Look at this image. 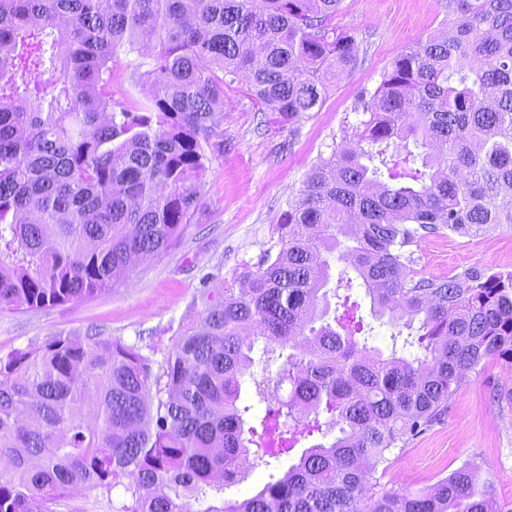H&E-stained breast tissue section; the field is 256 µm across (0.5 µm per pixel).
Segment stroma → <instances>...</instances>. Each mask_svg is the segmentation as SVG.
Here are the masks:
<instances>
[{"label": "stroma", "instance_id": "stroma-1", "mask_svg": "<svg viewBox=\"0 0 512 512\" xmlns=\"http://www.w3.org/2000/svg\"><path fill=\"white\" fill-rule=\"evenodd\" d=\"M448 0H342L336 26L358 35V65L329 90L319 110L288 122L257 104L239 81L224 90L223 145L205 176L191 223L161 255L137 261L111 290L90 300L27 311H0V356L56 336L83 339L89 329L165 353L178 330L196 323L202 287L220 297L244 263H256L319 156L356 123L362 90L373 89L394 58L441 28ZM494 250L478 237H423L415 269L423 276L469 267L512 271V225H499ZM512 366L486 361L469 373L442 420L411 437L400 462L378 474L375 493L426 489L464 462L481 470L503 512H512Z\"/></svg>", "mask_w": 512, "mask_h": 512}]
</instances>
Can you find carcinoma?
I'll use <instances>...</instances> for the list:
<instances>
[{
	"label": "carcinoma",
	"instance_id": "1",
	"mask_svg": "<svg viewBox=\"0 0 512 512\" xmlns=\"http://www.w3.org/2000/svg\"><path fill=\"white\" fill-rule=\"evenodd\" d=\"M342 0H0V309L94 298L166 251L203 196L224 86L292 122L358 64ZM448 33L407 46L319 157L259 261L203 293L162 359L95 333L0 357V512H58L70 488L115 512H494L466 463L419 491L372 494L467 374L512 364V272L416 276L439 227L512 224V0H448ZM148 50L143 104L115 97ZM360 226L332 280L323 257ZM392 329L385 352L351 300ZM252 378L258 425L238 401ZM283 474L228 492L262 462ZM151 61L146 52L143 55L134 53L127 57L122 56L121 63L116 66L117 79L114 88L123 92L130 101L145 102L149 96L148 85L143 80L131 78V75L136 65L142 64L139 71H145L150 67Z\"/></svg>",
	"mask_w": 512,
	"mask_h": 512
}]
</instances>
